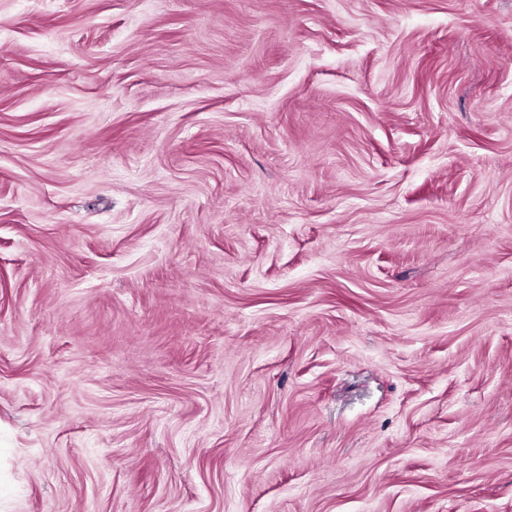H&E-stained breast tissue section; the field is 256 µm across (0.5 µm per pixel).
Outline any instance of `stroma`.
<instances>
[{"label":"stroma","mask_w":512,"mask_h":512,"mask_svg":"<svg viewBox=\"0 0 512 512\" xmlns=\"http://www.w3.org/2000/svg\"><path fill=\"white\" fill-rule=\"evenodd\" d=\"M0 512H512V0H0Z\"/></svg>","instance_id":"35a3bbf8"}]
</instances>
